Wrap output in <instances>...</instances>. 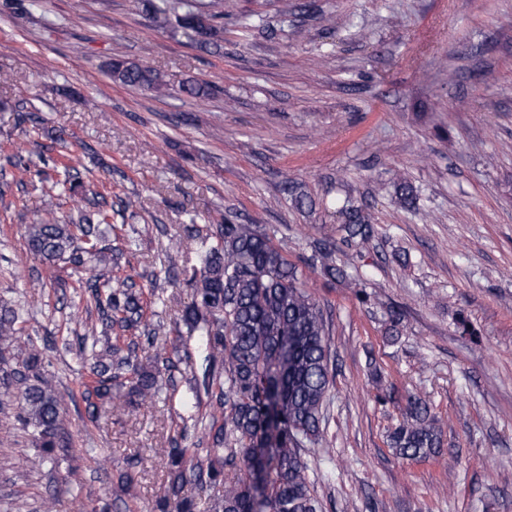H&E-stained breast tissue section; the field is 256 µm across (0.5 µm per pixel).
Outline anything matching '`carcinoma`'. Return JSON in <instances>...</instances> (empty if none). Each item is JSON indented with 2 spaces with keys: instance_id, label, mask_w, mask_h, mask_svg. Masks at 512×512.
I'll return each instance as SVG.
<instances>
[{
  "instance_id": "carcinoma-1",
  "label": "carcinoma",
  "mask_w": 512,
  "mask_h": 512,
  "mask_svg": "<svg viewBox=\"0 0 512 512\" xmlns=\"http://www.w3.org/2000/svg\"><path fill=\"white\" fill-rule=\"evenodd\" d=\"M224 0H143L146 16L160 28L171 27L187 42L197 43L224 29ZM114 83L160 92L168 86L165 75L128 57L106 63ZM16 170L13 178L23 187L27 180H49L48 169L58 174L41 198V217L27 224V250L51 268L64 266L88 293L97 319L87 329L91 337L89 374L83 394L97 412L112 400V382L118 370L132 374L130 394L142 401L158 392L160 369L171 360L154 336L145 333L154 349L149 368L112 342V327L139 333L144 326L140 296L127 278L112 277L118 255L105 243L102 226L112 214L98 209L78 210L69 221L57 217L62 196L93 203L100 197L95 180L72 166L73 157L44 159L38 164L14 153L4 157ZM343 241L366 240L374 232L368 217L344 205ZM313 260L329 281H358L336 265L331 245L315 241ZM191 301L183 311L189 333H199L208 357L227 375L215 395L223 422L211 434L205 458L191 457L187 448H159L170 475L169 485L156 500L158 512H196L195 500L182 495L194 482L199 488L224 484V494L211 512H322L308 478L301 450L323 441L324 403L330 392L333 364L323 310L303 287L296 272L268 234L253 224H237L222 216L216 220L214 241L202 245L198 261L185 274ZM32 312L19 304L0 305V361L17 342L16 324ZM0 385L16 390V420L30 432L43 456L52 459L64 447L62 400L43 373V358L31 345L16 367L0 377ZM443 431L431 416L427 401L414 396L402 420L387 435V446L400 459L422 460L439 453ZM240 476L224 483V467Z\"/></svg>"
}]
</instances>
